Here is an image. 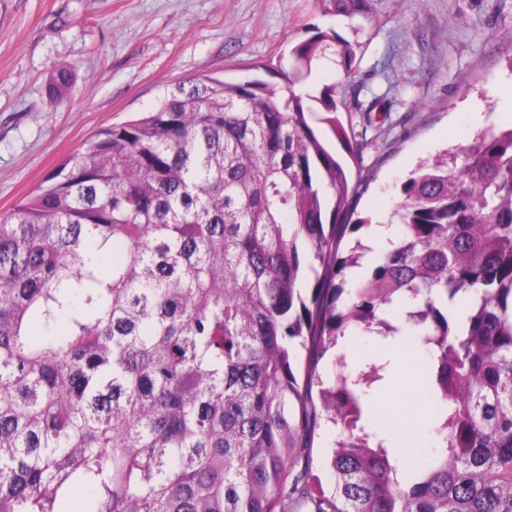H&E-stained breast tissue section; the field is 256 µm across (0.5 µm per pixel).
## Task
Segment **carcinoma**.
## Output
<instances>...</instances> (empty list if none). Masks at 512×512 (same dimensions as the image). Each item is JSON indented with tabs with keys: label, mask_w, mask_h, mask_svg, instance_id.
<instances>
[{
	"label": "carcinoma",
	"mask_w": 512,
	"mask_h": 512,
	"mask_svg": "<svg viewBox=\"0 0 512 512\" xmlns=\"http://www.w3.org/2000/svg\"><path fill=\"white\" fill-rule=\"evenodd\" d=\"M360 51L319 30L278 90L179 84L0 215V512H72L78 488L89 512H512V127L419 164L400 237L352 283L363 143L336 84L310 77L322 60L351 74ZM69 81L53 76L50 106ZM458 295L454 329L440 305ZM357 329L427 347L434 457L417 439L392 457L367 428L385 365L318 368ZM324 424L329 495L311 474Z\"/></svg>",
	"instance_id": "1"
}]
</instances>
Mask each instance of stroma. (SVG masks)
I'll return each mask as SVG.
<instances>
[{
  "label": "stroma",
  "instance_id": "35a3bbf8",
  "mask_svg": "<svg viewBox=\"0 0 512 512\" xmlns=\"http://www.w3.org/2000/svg\"><path fill=\"white\" fill-rule=\"evenodd\" d=\"M359 40L337 82L340 118L368 144L356 207L388 221L418 164L512 126V0H375L353 30L312 0H0V214L35 191L99 129L153 109L175 84L258 78L316 30ZM72 74L57 108L50 79ZM413 344L392 361L373 405L392 432H428Z\"/></svg>",
  "mask_w": 512,
  "mask_h": 512
}]
</instances>
